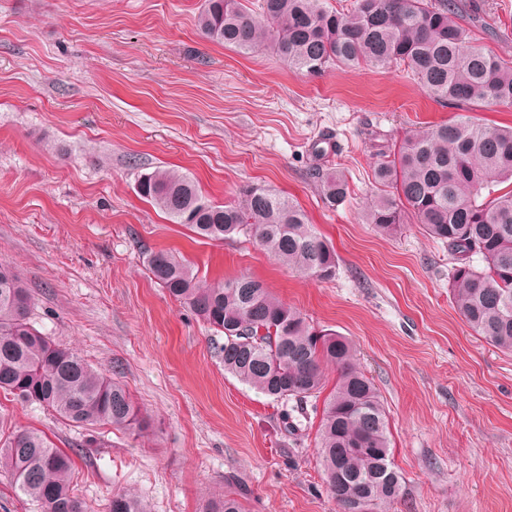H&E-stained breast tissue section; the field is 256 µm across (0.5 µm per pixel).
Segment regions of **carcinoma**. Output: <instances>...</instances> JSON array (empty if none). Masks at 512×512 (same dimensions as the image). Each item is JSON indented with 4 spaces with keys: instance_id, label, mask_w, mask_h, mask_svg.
Instances as JSON below:
<instances>
[{
    "instance_id": "cac0c4a2",
    "label": "carcinoma",
    "mask_w": 512,
    "mask_h": 512,
    "mask_svg": "<svg viewBox=\"0 0 512 512\" xmlns=\"http://www.w3.org/2000/svg\"><path fill=\"white\" fill-rule=\"evenodd\" d=\"M205 0L196 26L207 39L243 54L271 51L296 71L319 74L332 65L410 72L456 119L406 137L374 168L379 193L367 221L390 234L407 213L448 246L455 261L452 304L471 330L512 353V127L489 126L472 113L512 107V62L469 42L455 0H352L347 10L326 0ZM394 192H389V189ZM139 196L200 237L254 240L277 261L319 279L336 274L332 244L292 199L265 187L243 191L237 205L207 199L194 180L157 168L136 178ZM327 203L348 192L343 177L322 180ZM150 277L214 331L224 372L276 400L298 407L321 393L325 368L336 383L324 400L318 453L338 512H374L397 500L402 477L391 466L389 420L372 381L353 363L350 341L318 331L303 315L246 278L201 280L167 250L150 251ZM0 392L35 402L77 428L112 425L142 432L148 423L124 385L71 348L54 343L30 321L34 295L0 265ZM69 453L35 431L0 440V473L41 512H85L74 492ZM109 512H148L138 497L115 491ZM209 512H244L226 495Z\"/></svg>"
}]
</instances>
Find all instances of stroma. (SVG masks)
Returning <instances> with one entry per match:
<instances>
[{"label": "stroma", "mask_w": 512, "mask_h": 512, "mask_svg": "<svg viewBox=\"0 0 512 512\" xmlns=\"http://www.w3.org/2000/svg\"><path fill=\"white\" fill-rule=\"evenodd\" d=\"M471 42L512 61V0H458ZM204 0H0V263L33 288L36 327L117 379L152 427L80 429L0 394V435L37 429L76 457L75 493L113 491L149 512H337L322 479L320 410L291 411L225 374L218 336L151 280L149 250L176 251L214 284L249 276L316 329L349 338L388 413L402 498L379 512H512V354L450 303L446 245L413 219L366 220L381 147L454 117L406 72H293L273 53L204 38ZM189 175L215 203L249 186L297 200L333 243L319 280L243 237L172 223L137 174ZM346 180L329 206L321 176Z\"/></svg>", "instance_id": "obj_1"}]
</instances>
